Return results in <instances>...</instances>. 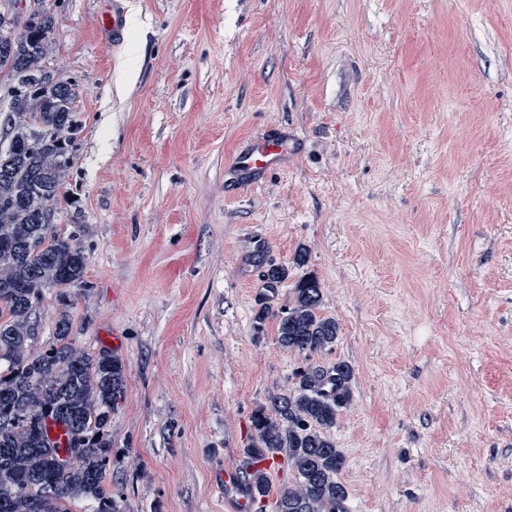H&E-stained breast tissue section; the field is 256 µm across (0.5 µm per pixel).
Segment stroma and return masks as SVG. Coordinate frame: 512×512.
Masks as SVG:
<instances>
[{"label": "stroma", "mask_w": 512, "mask_h": 512, "mask_svg": "<svg viewBox=\"0 0 512 512\" xmlns=\"http://www.w3.org/2000/svg\"><path fill=\"white\" fill-rule=\"evenodd\" d=\"M46 2L83 121L57 222L91 288L48 292L38 340L65 309L125 360L131 512H231L215 476L301 364L274 315L304 276L339 324L312 363L356 373L346 512H512V0H124L115 47L104 0ZM274 129L286 164L227 183Z\"/></svg>", "instance_id": "stroma-1"}]
</instances>
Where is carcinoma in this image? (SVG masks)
Here are the masks:
<instances>
[{"instance_id": "carcinoma-1", "label": "carcinoma", "mask_w": 512, "mask_h": 512, "mask_svg": "<svg viewBox=\"0 0 512 512\" xmlns=\"http://www.w3.org/2000/svg\"><path fill=\"white\" fill-rule=\"evenodd\" d=\"M55 17L41 4L21 30L0 26V77L9 84L4 124L12 145L0 152V512H129L106 482L112 411L125 385L126 362L100 349L75 348L68 315L41 349L32 316L46 293L88 288L87 253L80 225L54 224L66 171L73 164L82 121L75 83L48 61ZM294 300L277 317L280 348L305 358L330 350L339 337L335 319L320 314L322 293L300 278ZM291 388L270 393L251 415L247 462L284 459L294 472L276 512H342L348 498L337 475L345 456L330 436L338 412L352 400L355 369L346 360L296 369ZM62 425L68 445L48 436ZM65 460H60V453ZM251 501L268 491L267 473L245 474Z\"/></svg>"}]
</instances>
